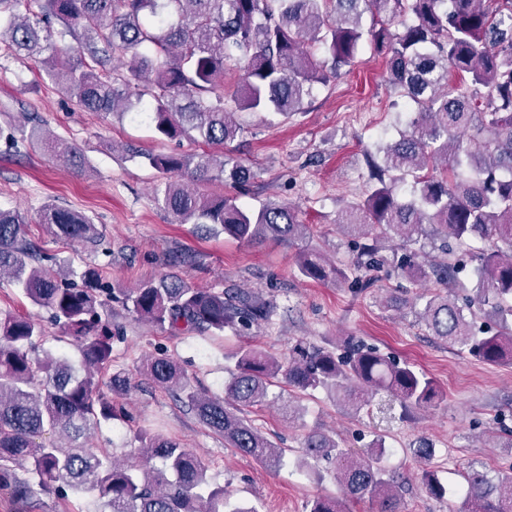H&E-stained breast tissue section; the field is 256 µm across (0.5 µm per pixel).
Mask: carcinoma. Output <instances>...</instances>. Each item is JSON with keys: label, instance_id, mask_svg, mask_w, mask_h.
<instances>
[{"label": "carcinoma", "instance_id": "cac0c4a2", "mask_svg": "<svg viewBox=\"0 0 512 512\" xmlns=\"http://www.w3.org/2000/svg\"><path fill=\"white\" fill-rule=\"evenodd\" d=\"M57 34L73 43L59 42ZM362 41L384 55L389 84L414 105V117L382 148L383 164L370 166L365 197L337 220L358 250L355 270L382 267L380 240L397 236L405 254L396 274L411 281L431 276L438 289L393 295L391 306L410 310L463 353L512 364V0H0V43L34 61L80 110L149 123L161 141L224 146L244 133L240 112L293 116L314 85L352 63ZM230 74L241 77L242 89L228 94ZM16 131L47 144L50 155L82 164L72 144L43 135L37 125ZM132 156L170 176L153 188L154 200L180 224H207L247 245L310 237L295 204L237 203L254 178L237 156L206 150ZM409 178L407 198L397 187ZM37 221L70 241L104 242L88 217L52 203ZM31 222L20 209L0 206V281L49 312L61 332L57 340L75 347L80 361L44 347L38 315L0 310V495L18 508L39 492L69 489L92 494L98 512H257L230 507L231 495L212 486L201 457L164 432L138 430V446L120 460L86 442L103 422L134 420L112 399L130 390L124 374L102 380L121 340L112 332V303L174 334L229 329L238 336L271 323L277 306L245 288H197L178 275L117 291L96 265L79 273L53 267L54 258L25 237ZM428 244L442 253L429 271L417 261ZM459 249L477 262L476 287L462 300L453 290ZM295 265L313 282L361 289L377 282L349 277L308 245ZM479 313L485 328L477 325ZM233 358L222 397L191 384L164 350L145 356L140 370L228 447L266 467L277 466L283 452L245 412L268 402L277 379L298 394L323 390L355 415L381 393L406 412L429 408L440 393L424 370L353 338L339 355L297 340L284 358L252 345L239 346ZM385 454L382 434L355 458L332 435L312 430L303 437L300 465L324 460L344 495L371 499L379 512H399ZM464 480L467 512H512V469L492 476L472 465ZM423 484L435 498L447 493L431 470L423 472ZM306 512L343 510L339 499L319 495Z\"/></svg>", "mask_w": 512, "mask_h": 512}]
</instances>
